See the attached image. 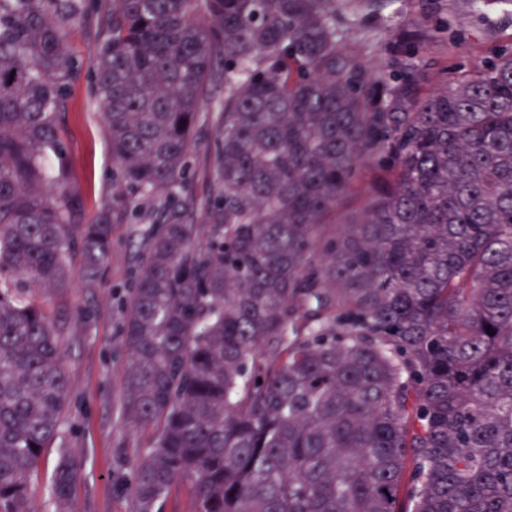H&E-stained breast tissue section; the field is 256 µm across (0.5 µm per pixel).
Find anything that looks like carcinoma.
Here are the masks:
<instances>
[{"mask_svg":"<svg viewBox=\"0 0 512 512\" xmlns=\"http://www.w3.org/2000/svg\"><path fill=\"white\" fill-rule=\"evenodd\" d=\"M77 0H0V512H34L64 424L38 300L108 256L78 224L56 114ZM336 0H112L95 88L145 199L182 188L222 65L205 223L166 207L124 306L137 512H512V47L423 89L345 53ZM78 464L52 482L66 512ZM165 512H195L189 483L180 482L174 486L166 503Z\"/></svg>","mask_w":512,"mask_h":512,"instance_id":"carcinoma-1","label":"carcinoma"}]
</instances>
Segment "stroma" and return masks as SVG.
<instances>
[{
  "label": "stroma",
  "mask_w": 512,
  "mask_h": 512,
  "mask_svg": "<svg viewBox=\"0 0 512 512\" xmlns=\"http://www.w3.org/2000/svg\"><path fill=\"white\" fill-rule=\"evenodd\" d=\"M82 6L68 30L67 48L77 68L57 122L66 146L68 183L83 200L79 221L86 224L99 213L113 212L112 244L93 285L81 282L75 263L64 287L39 297L61 331L70 399L61 436L55 447L41 452L29 495L39 512H55L50 485L65 452L79 464L69 512H136L132 471L150 434L130 427L123 413L129 366L122 343L124 302L143 253V234L157 221L164 201L135 208L122 204L128 190L112 162L94 85L112 0H83ZM357 15L361 23L343 41L344 51L370 60L383 73L390 48L404 49L424 72L429 88L442 68L470 64L496 46L512 43V0H361ZM440 25L447 26L448 40L435 37ZM223 95V85H215L203 106L210 118L194 132L185 187L175 199L176 205L193 206L198 224L212 194L216 103Z\"/></svg>",
  "instance_id": "1"
}]
</instances>
